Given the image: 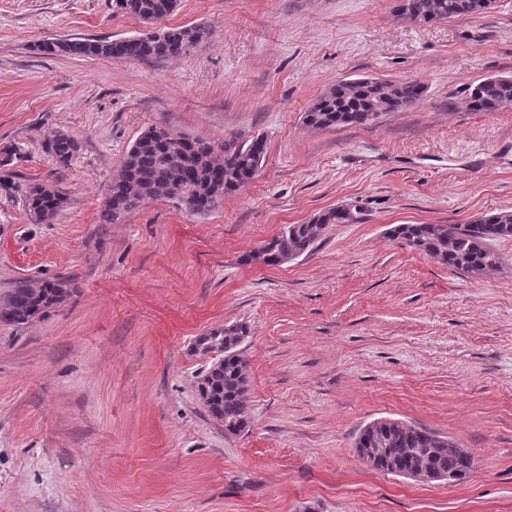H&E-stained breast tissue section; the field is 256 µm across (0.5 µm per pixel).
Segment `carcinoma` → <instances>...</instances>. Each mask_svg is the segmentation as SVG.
<instances>
[{"label": "carcinoma", "instance_id": "cac0c4a2", "mask_svg": "<svg viewBox=\"0 0 512 512\" xmlns=\"http://www.w3.org/2000/svg\"><path fill=\"white\" fill-rule=\"evenodd\" d=\"M178 0H115L125 15L152 23L169 17ZM492 0H403L399 10L406 18L433 23L451 18L479 17L492 9ZM208 36L201 25L174 27L123 39L68 38L47 40L38 50L77 57H108L123 60L175 58L187 53ZM424 87L413 80L375 78L369 82L342 80L321 95L305 112L307 125L318 130L337 127L363 128L374 122L373 111L382 102L400 111L420 101ZM469 110L498 112L512 107V76H492L467 89ZM78 141L58 131L44 143V152L59 167L71 164ZM267 152L264 137L221 144L175 134L162 126L141 133L112 177L99 223L113 224L150 200L165 199L192 215L206 216L224 196L248 183L262 167ZM23 202L37 224H47L68 203L54 184L25 187ZM357 212L334 207L315 214L304 224H289L247 254L244 262L281 266L310 253L331 224H354ZM392 238L451 269L479 279L496 271L502 258L491 244L512 238V212L485 213L465 224H398ZM66 285L59 279L36 284H15L0 305V322L26 324L65 302ZM250 330L244 323L226 325L198 338L196 349L217 354L199 376L198 392L211 417L224 433L238 435L250 424L247 402L248 376L242 343ZM357 453L377 462L376 469L403 477L432 472L448 476V483L463 482L473 468V457L456 450V442L430 429L391 418L364 426L355 439Z\"/></svg>", "mask_w": 512, "mask_h": 512}]
</instances>
